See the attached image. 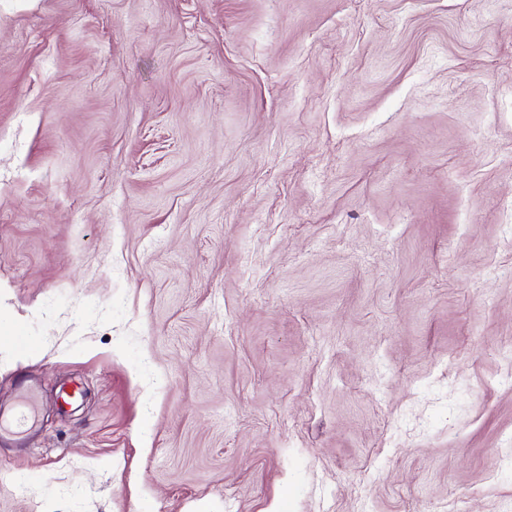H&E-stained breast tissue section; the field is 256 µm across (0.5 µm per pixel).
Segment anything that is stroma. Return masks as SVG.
Returning <instances> with one entry per match:
<instances>
[{
    "label": "stroma",
    "instance_id": "35a3bbf8",
    "mask_svg": "<svg viewBox=\"0 0 512 512\" xmlns=\"http://www.w3.org/2000/svg\"><path fill=\"white\" fill-rule=\"evenodd\" d=\"M31 382L0 512H512V0H0Z\"/></svg>",
    "mask_w": 512,
    "mask_h": 512
}]
</instances>
